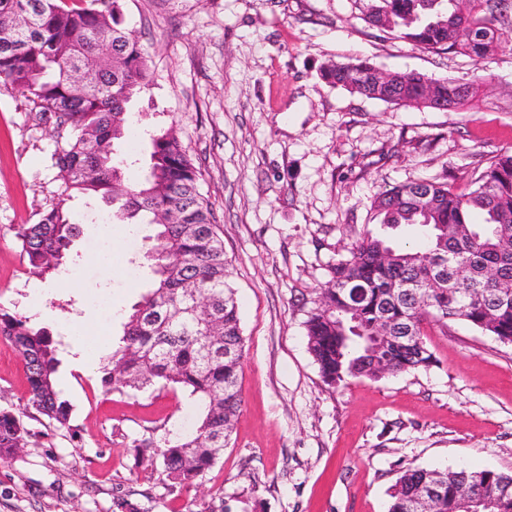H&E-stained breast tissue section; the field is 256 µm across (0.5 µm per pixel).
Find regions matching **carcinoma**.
Masks as SVG:
<instances>
[{"label": "carcinoma", "mask_w": 512, "mask_h": 512, "mask_svg": "<svg viewBox=\"0 0 512 512\" xmlns=\"http://www.w3.org/2000/svg\"><path fill=\"white\" fill-rule=\"evenodd\" d=\"M123 0H0V86L19 93L29 110L52 124L54 165L63 177L58 202L14 228L20 256L35 274L60 268L76 225L66 201L98 196L123 224L156 228L151 287L132 307L109 362L100 367L107 391L157 384L181 389L201 409L194 429L159 446L142 447L151 473L169 488L204 477L228 445L242 402L238 375L245 358L224 241L212 205L199 189L187 148L169 129L151 138L146 173L133 182L121 148L132 125L131 101L149 88L148 54L123 25ZM364 20L413 47L464 54L479 61L512 51L507 0H365ZM112 58L101 69L98 57ZM367 60L331 62L320 75L353 95L400 106L427 107L425 90L447 110L472 100L480 78L466 83L420 72L372 80ZM429 198L418 197L420 187ZM379 231L351 243L328 265L305 320L308 350L323 381L378 380L427 369L433 355L424 326L464 322L512 345V151L484 159L470 188L410 181L372 202ZM0 338L27 367V407L67 427L72 407L58 390L59 360L49 332L0 308ZM35 436L0 410V459ZM469 492L462 499L460 491ZM436 494V512H512V473L409 468L390 492L387 512Z\"/></svg>", "instance_id": "obj_1"}]
</instances>
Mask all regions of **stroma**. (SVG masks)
I'll use <instances>...</instances> for the list:
<instances>
[{"mask_svg":"<svg viewBox=\"0 0 512 512\" xmlns=\"http://www.w3.org/2000/svg\"><path fill=\"white\" fill-rule=\"evenodd\" d=\"M153 83L131 105L133 173L150 137L174 129L213 207L236 290L245 360L229 444L199 484L167 491L136 447L189 432L193 398L149 387L104 392V358L74 365L89 338L117 336L152 282L151 225L105 227L111 207L75 198L72 278L29 272L12 225L57 199L53 128L0 91V308L50 332L69 428L28 420L34 436L0 461V512H387L409 468L512 472V345L465 323L424 339L426 370L325 384L304 326L327 266L373 221V199L412 180H441L512 149V54L481 62L423 51L369 27L354 0H123ZM351 58L383 71L468 82L454 111L399 107L321 79ZM24 360L0 340V409L27 411ZM256 484L254 499L243 488Z\"/></svg>","mask_w":512,"mask_h":512,"instance_id":"35a3bbf8","label":"stroma"}]
</instances>
